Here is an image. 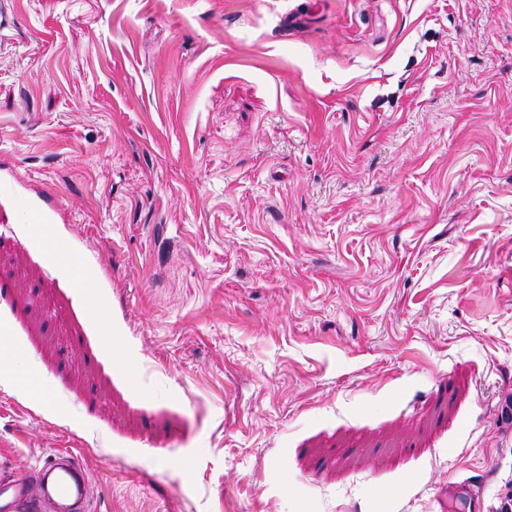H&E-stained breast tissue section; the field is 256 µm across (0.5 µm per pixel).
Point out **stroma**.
I'll list each match as a JSON object with an SVG mask.
<instances>
[{
    "label": "stroma",
    "mask_w": 512,
    "mask_h": 512,
    "mask_svg": "<svg viewBox=\"0 0 512 512\" xmlns=\"http://www.w3.org/2000/svg\"><path fill=\"white\" fill-rule=\"evenodd\" d=\"M0 482L92 512L512 494V0H0ZM83 296L43 258L26 200ZM74 460L69 452L59 453L38 471L39 496L43 502L55 503L58 512L82 510L91 502L88 476L83 468L72 465Z\"/></svg>",
    "instance_id": "obj_1"
}]
</instances>
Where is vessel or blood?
Here are the masks:
<instances>
[{
	"label": "vessel or blood",
	"mask_w": 512,
	"mask_h": 512,
	"mask_svg": "<svg viewBox=\"0 0 512 512\" xmlns=\"http://www.w3.org/2000/svg\"><path fill=\"white\" fill-rule=\"evenodd\" d=\"M10 512H38L40 501L56 504L57 512H82L90 502V482L83 468L74 467L71 453L44 463L36 480L22 477L9 482Z\"/></svg>",
	"instance_id": "obj_1"
}]
</instances>
